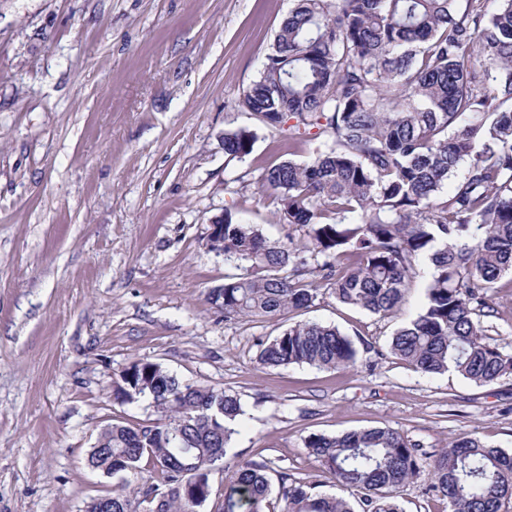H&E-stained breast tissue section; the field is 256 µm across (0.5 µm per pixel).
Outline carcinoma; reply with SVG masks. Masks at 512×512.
I'll return each instance as SVG.
<instances>
[{"instance_id":"cac0c4a2","label":"carcinoma","mask_w":512,"mask_h":512,"mask_svg":"<svg viewBox=\"0 0 512 512\" xmlns=\"http://www.w3.org/2000/svg\"><path fill=\"white\" fill-rule=\"evenodd\" d=\"M238 107L288 143L320 142L309 162L284 160L260 175L278 200V223L310 228L291 248L224 210V259L239 273L213 302L224 319L279 316L311 306L318 274L340 304L388 317L425 262L420 314L396 331L389 353L425 374L478 385L512 377V354L477 319L499 280L512 276V0H295ZM248 127L224 132V153L253 151ZM354 341L338 328L298 321L261 343L272 367L347 369ZM114 400L151 399L149 426L112 424L90 453L103 473L139 475L112 493V512H200L213 467L244 414L223 389L180 381L135 360ZM305 448L336 486L364 492L362 512H403L400 489L428 471L448 512H501L512 503V453L464 434L422 464L419 444L390 427L313 434ZM159 468L164 488L142 476ZM277 473L272 487L270 474ZM354 512L274 462L243 460L216 512Z\"/></svg>"}]
</instances>
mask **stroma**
Segmentation results:
<instances>
[{"mask_svg": "<svg viewBox=\"0 0 512 512\" xmlns=\"http://www.w3.org/2000/svg\"><path fill=\"white\" fill-rule=\"evenodd\" d=\"M292 0H0V512H86L118 478L89 454L109 423L150 424V400L115 401L130 362L237 394L244 414L212 475L240 460L336 493L304 446L393 427L434 455L468 433L512 452V379L427 375L388 352L425 302L426 273L400 312L339 304L328 284L297 315L225 318L211 292L234 274L209 251L232 209L273 241L307 230L275 220L264 168L309 161L315 143L236 107ZM253 127L243 160L224 132ZM487 318L512 350V277ZM337 327L351 369L267 367L259 344L293 325Z\"/></svg>", "mask_w": 512, "mask_h": 512, "instance_id": "stroma-1", "label": "stroma"}]
</instances>
